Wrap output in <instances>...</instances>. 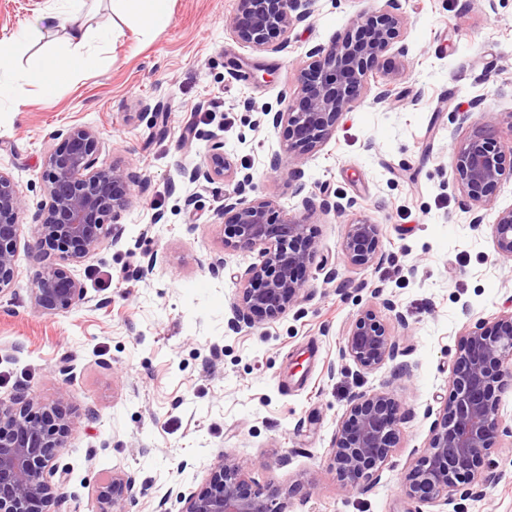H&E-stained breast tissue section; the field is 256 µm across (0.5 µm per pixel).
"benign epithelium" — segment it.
I'll list each match as a JSON object with an SVG mask.
<instances>
[{
	"instance_id": "obj_1",
	"label": "benign epithelium",
	"mask_w": 512,
	"mask_h": 512,
	"mask_svg": "<svg viewBox=\"0 0 512 512\" xmlns=\"http://www.w3.org/2000/svg\"><path fill=\"white\" fill-rule=\"evenodd\" d=\"M314 0H237L229 25L235 38L256 50H276L295 27L307 21ZM405 21L399 0L359 15L356 30L331 46H314L301 70L300 99L276 112L267 108L264 120L285 125L288 153L319 149L343 116L360 101L374 103L391 97L388 86L368 85V71L402 38ZM61 143L46 159L44 174L48 202L31 225L32 247L44 255L56 253L32 280L36 308L48 316L68 313L87 302L83 284L69 265L94 256L108 240L118 239L120 213L136 177L117 167L98 166V137L87 126L75 125L54 134ZM224 144L212 145L206 162L184 172L190 183L224 178ZM453 179L466 201L470 223L483 224L482 210L499 184L512 179V158L494 133L483 126L454 149ZM302 210L278 214L273 201L249 198L242 182L224 194L215 212L224 246L260 251L262 260L241 275L231 328L253 327L297 305L304 274L311 264L308 224L316 212L340 213L343 204L324 193L320 200L305 197ZM25 199L12 178L0 170V295L13 285L21 237L18 215ZM497 254L512 258V209L498 213L492 224ZM340 249L347 262L366 267L380 255L379 226L365 219L348 225ZM398 354V343L387 325L368 310L349 327L341 356L359 371L378 369ZM512 377V312L492 321L479 320L460 338L448 383V399L437 411L425 451L402 484L404 495L424 505H450L449 493L467 498L483 495L482 467L501 435L495 387ZM397 400L376 392L354 397L341 417L330 449V468L338 481L351 487L380 480L382 466L399 439ZM71 422L46 410L36 395L20 390L0 397V512H52L63 500L64 474L56 459L66 447ZM208 485L187 494L168 489L160 504L171 498L183 503L180 512H285L281 492L263 489L245 476V466L230 454L216 458ZM131 481L114 477L98 493L99 502L120 504Z\"/></svg>"
}]
</instances>
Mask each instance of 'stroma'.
Returning <instances> with one entry per match:
<instances>
[{
	"label": "stroma",
	"mask_w": 512,
	"mask_h": 512,
	"mask_svg": "<svg viewBox=\"0 0 512 512\" xmlns=\"http://www.w3.org/2000/svg\"><path fill=\"white\" fill-rule=\"evenodd\" d=\"M384 3L316 0L287 44L259 51L230 30L237 0H170L166 26L118 24L95 62L54 97L33 91L24 106L0 103V170L28 201L23 226L47 201L56 130L92 127L100 166L143 182L120 214V240L71 267L88 303L52 318L37 311L30 283L40 263L24 247L13 289L0 296V395L27 389L72 423L56 460L67 512H99L95 491L115 475L135 481L123 512H180L178 501L163 500L166 489L205 486L227 452L257 485L292 487L287 512H420L401 483L427 445V409L448 397L460 334L512 305V259L496 255L491 233L512 208V180L476 229L451 175L454 148L471 130L454 110L471 109L472 121L512 147V0H400L408 51L390 50L367 75L388 83L390 100L357 104L321 149L299 154L302 178L286 168L269 178L287 132L257 123L258 107L298 101L311 47L330 46ZM50 6L0 0V39L41 29L10 68L61 48L63 28L41 20ZM156 104L161 136L141 115ZM217 140L231 165L224 179L184 183L183 170L202 165ZM245 178L249 197L291 213L323 191L352 206L311 218L314 258L300 304L234 331L240 276L260 257L225 248L214 213ZM359 219L378 224L382 243L381 259L365 268L340 251ZM148 253L157 264L144 281L134 273ZM368 308L399 353L362 373L339 348ZM379 391L400 403V441L377 483L343 487L329 466L338 420L354 396ZM494 397L504 427L490 455L494 478L480 500L457 499L459 512H512V380Z\"/></svg>",
	"instance_id": "1"
}]
</instances>
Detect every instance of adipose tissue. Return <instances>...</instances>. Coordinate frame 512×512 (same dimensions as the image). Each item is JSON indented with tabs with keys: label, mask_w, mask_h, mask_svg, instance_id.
Segmentation results:
<instances>
[{
	"label": "adipose tissue",
	"mask_w": 512,
	"mask_h": 512,
	"mask_svg": "<svg viewBox=\"0 0 512 512\" xmlns=\"http://www.w3.org/2000/svg\"><path fill=\"white\" fill-rule=\"evenodd\" d=\"M112 4L114 12L130 26L152 29L165 26L170 20L169 0H112ZM114 31L111 25L93 30L71 28L66 52L53 57L34 55L20 72L0 73V100L20 105L30 88H40L49 96L61 86L75 82L89 62L93 41H111Z\"/></svg>",
	"instance_id": "1"
}]
</instances>
